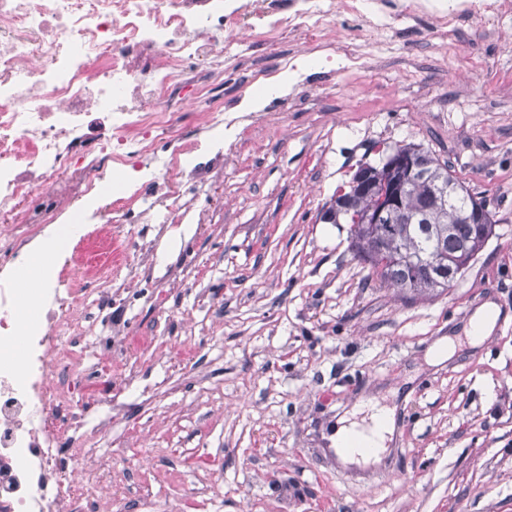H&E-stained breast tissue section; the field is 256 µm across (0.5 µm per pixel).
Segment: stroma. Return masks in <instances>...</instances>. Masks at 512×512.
I'll use <instances>...</instances> for the list:
<instances>
[{"label": "stroma", "instance_id": "35a3bbf8", "mask_svg": "<svg viewBox=\"0 0 512 512\" xmlns=\"http://www.w3.org/2000/svg\"><path fill=\"white\" fill-rule=\"evenodd\" d=\"M330 63L270 103L224 180L157 244L155 280L121 288L86 362V399L121 411L96 454L104 512H512V16L467 19L447 53L434 24L370 37L337 13ZM415 143L489 204L495 235L443 294L408 302L369 278L348 225L320 214L358 165ZM495 301L508 321L430 365ZM395 400L382 465H341L323 439L357 402ZM456 352L455 342L446 336L436 339L428 348L427 356L430 364L438 365L451 359Z\"/></svg>", "mask_w": 512, "mask_h": 512}]
</instances>
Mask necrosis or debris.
Returning <instances> with one entry per match:
<instances>
[{"label":"necrosis or debris","mask_w":512,"mask_h":512,"mask_svg":"<svg viewBox=\"0 0 512 512\" xmlns=\"http://www.w3.org/2000/svg\"><path fill=\"white\" fill-rule=\"evenodd\" d=\"M340 6L360 0H0V512H101L88 460L112 416L88 420L75 394L114 274L152 267L140 225L208 223L187 191L224 176L228 52L260 34L333 44ZM511 11L403 0L372 27L426 17L451 40L460 19ZM117 168L132 178L108 183Z\"/></svg>","instance_id":"4bbe7bcc"}]
</instances>
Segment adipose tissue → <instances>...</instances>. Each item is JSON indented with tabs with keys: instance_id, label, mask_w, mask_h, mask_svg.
<instances>
[{
	"instance_id": "ef3b65f1",
	"label": "adipose tissue",
	"mask_w": 512,
	"mask_h": 512,
	"mask_svg": "<svg viewBox=\"0 0 512 512\" xmlns=\"http://www.w3.org/2000/svg\"><path fill=\"white\" fill-rule=\"evenodd\" d=\"M396 415V405L359 402L337 421L327 440L344 463L376 464L393 440Z\"/></svg>"
}]
</instances>
